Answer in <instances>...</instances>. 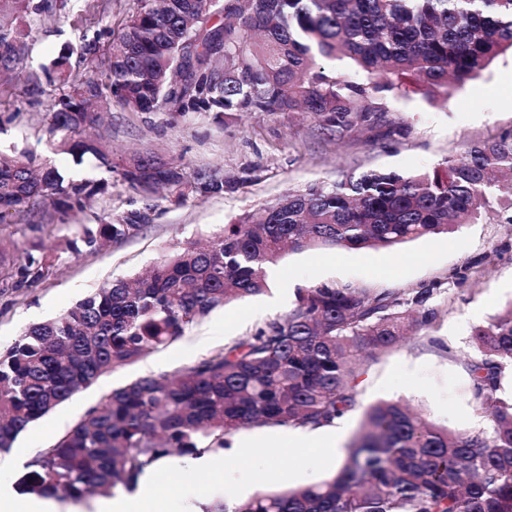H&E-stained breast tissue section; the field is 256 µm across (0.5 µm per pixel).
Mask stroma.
Segmentation results:
<instances>
[{
    "instance_id": "stroma-1",
    "label": "stroma",
    "mask_w": 512,
    "mask_h": 512,
    "mask_svg": "<svg viewBox=\"0 0 512 512\" xmlns=\"http://www.w3.org/2000/svg\"><path fill=\"white\" fill-rule=\"evenodd\" d=\"M45 2L32 0L33 11L22 16L0 12L1 25L28 34L23 64L0 72V156L33 153L66 179L89 184L95 193L83 207L67 211L41 199L33 209L13 213L0 224V280L9 281L14 264L29 252L46 255L49 265L45 278L33 287L0 291V349L86 294L145 272L166 253L205 239L288 191L372 168L432 171L469 144L512 129V54L507 52L478 78L455 88L449 99L433 100L414 90L388 99L384 121L407 129L394 142L373 130L329 139L302 113L243 112L224 120L205 108L133 112L113 101L90 131L109 145L111 166L91 155L78 160L48 143L52 109L70 85L104 73L110 44L139 2L69 0L60 13L44 11ZM83 35L96 41L95 52L75 51L65 78L44 82L41 95L31 96L30 74L42 73ZM133 155L179 165L182 196L161 192L146 197L130 188L123 178V161ZM209 174L223 176L230 188L201 196L194 186ZM107 221L133 223L138 230L94 252L70 249L83 225ZM435 280L447 284L433 298L439 308L436 320L400 348L367 361L359 400L366 406L401 398L448 430H486L490 422L474 398L467 367L470 334L512 301V224L492 221L463 224L452 234L427 236L393 251L324 248L287 253L269 269L267 293L228 304L180 341L100 377L30 426L9 454L33 458L113 387L141 375L170 373L284 315L296 288L336 283L408 292ZM26 461L1 470L0 482L19 486ZM340 462V457L311 448H283L273 464L274 475L257 486L283 490L316 484L332 476ZM213 485L211 477L185 475L158 485L155 498L173 506L197 494L210 504L219 499Z\"/></svg>"
}]
</instances>
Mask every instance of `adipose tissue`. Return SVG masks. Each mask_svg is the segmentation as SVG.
<instances>
[{"label":"adipose tissue","mask_w":512,"mask_h":512,"mask_svg":"<svg viewBox=\"0 0 512 512\" xmlns=\"http://www.w3.org/2000/svg\"><path fill=\"white\" fill-rule=\"evenodd\" d=\"M273 448L260 449L251 441L234 442L230 448L217 453H204L194 458L163 459L147 469L139 480V489L131 496L94 502V512H145L144 507L153 500V490L161 476L204 473L219 478L225 488H239L252 481L250 467L257 454L272 459ZM0 512H80L79 506L61 502L52 497H26L10 488L0 486Z\"/></svg>","instance_id":"obj_1"}]
</instances>
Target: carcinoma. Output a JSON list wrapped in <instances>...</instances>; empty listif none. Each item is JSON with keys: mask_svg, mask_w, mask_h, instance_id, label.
Instances as JSON below:
<instances>
[{"mask_svg": "<svg viewBox=\"0 0 512 512\" xmlns=\"http://www.w3.org/2000/svg\"><path fill=\"white\" fill-rule=\"evenodd\" d=\"M213 22L207 0L141 4L113 39L106 78L88 79L56 104L49 137L69 154L112 163L103 144L82 136L96 123L92 99L106 88L125 108L179 112H306L341 140L371 130L385 99L409 79L430 98H449L501 53L512 50V0H228ZM224 33V71L203 61L197 80L179 56L204 26ZM25 34L0 27V68L25 52ZM349 59L369 81L326 65ZM36 158H0V222L40 197L81 204L85 187L64 184ZM124 178L143 195L178 189L182 173L139 156ZM202 194L224 192L205 175ZM485 217L512 223V130L470 144L444 171L371 169L290 191L259 216L240 215L164 255L146 274L92 292L56 318L34 324L0 350V452L33 423L103 374L170 346L210 313L267 290V270L285 251L326 246L393 249ZM138 224H88V251L121 240ZM44 258L16 264L11 287L45 276ZM435 280L412 292L351 284L299 287L283 316L196 362L141 376L113 389L28 465L22 491L74 500L135 489L145 468L174 453L224 448V437L253 424L316 429L355 410L364 374L361 350L386 353L410 330L429 327ZM468 371L490 418L471 433L439 427L401 400L365 408L336 474L320 483L259 491L229 509L205 512H512V398L496 396L512 367V302L474 327Z\"/></svg>", "mask_w": 512, "mask_h": 512, "instance_id": "carcinoma-1", "label": "carcinoma"}]
</instances>
